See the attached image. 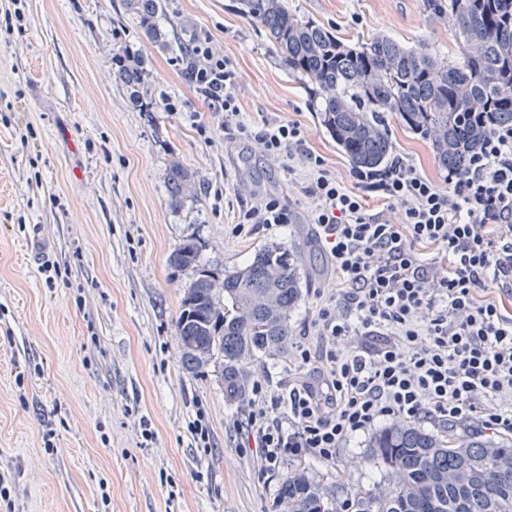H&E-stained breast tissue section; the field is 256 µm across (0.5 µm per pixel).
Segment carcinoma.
Listing matches in <instances>:
<instances>
[{"instance_id":"1","label":"carcinoma","mask_w":512,"mask_h":512,"mask_svg":"<svg viewBox=\"0 0 512 512\" xmlns=\"http://www.w3.org/2000/svg\"><path fill=\"white\" fill-rule=\"evenodd\" d=\"M125 2L150 39H165L155 22L164 0ZM238 4L239 13L263 27L283 66L320 98V125L356 168L388 163V112L429 140L445 169H463L488 133L512 125V0H425L428 12L457 21L458 53L448 62L426 44L406 47L386 36L351 46L293 13L288 0ZM117 78L134 103H143L141 68L127 63ZM167 182L177 208L192 191V175L174 164ZM199 256L198 241L188 237L169 257L171 266L193 271L176 323L182 366L195 372L220 363L224 399L239 402L248 394V364L288 353L303 257L270 243L245 267L221 273ZM370 448L390 474L388 492L338 502L297 467L281 479L277 506L282 512H512V438H451L395 421Z\"/></svg>"}]
</instances>
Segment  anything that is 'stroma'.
Here are the masks:
<instances>
[{
	"instance_id": "35a3bbf8",
	"label": "stroma",
	"mask_w": 512,
	"mask_h": 512,
	"mask_svg": "<svg viewBox=\"0 0 512 512\" xmlns=\"http://www.w3.org/2000/svg\"><path fill=\"white\" fill-rule=\"evenodd\" d=\"M288 6L350 44L385 34L442 59L457 51L454 19L431 15L424 0ZM156 22L165 43L145 36L124 0H0V512H276L280 480L297 465L337 500L381 493L388 474L370 456L368 432L337 460L291 458L263 473L259 449L238 445L242 406L225 401L220 365L191 373L180 363L176 322L191 273L169 256L186 237L219 270L246 265L267 243L300 250L295 336L317 293L336 291L285 160L225 135L176 65L189 39L208 32L229 58L245 123H301L337 178L358 184L309 91L236 0H165ZM121 42L147 73L151 111L115 78ZM193 110L209 137L188 120ZM387 122L395 156L441 180L429 141L395 115ZM176 162L195 181L178 209L166 184ZM269 197L290 200L291 223L233 235L239 207ZM200 409L207 448L189 430Z\"/></svg>"
}]
</instances>
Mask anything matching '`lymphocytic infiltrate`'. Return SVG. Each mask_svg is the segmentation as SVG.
<instances>
[{
	"label": "lymphocytic infiltrate",
	"mask_w": 512,
	"mask_h": 512,
	"mask_svg": "<svg viewBox=\"0 0 512 512\" xmlns=\"http://www.w3.org/2000/svg\"><path fill=\"white\" fill-rule=\"evenodd\" d=\"M208 34L184 54L186 78L231 138L298 164L310 223L336 275L288 361V379L256 380L238 425L265 469L291 457L333 461L388 419L512 432V126L489 134L464 170L435 183L401 158L369 174L398 222L368 213L295 122L239 119L236 73ZM270 198L241 206L233 232L290 221Z\"/></svg>",
	"instance_id": "1"
}]
</instances>
